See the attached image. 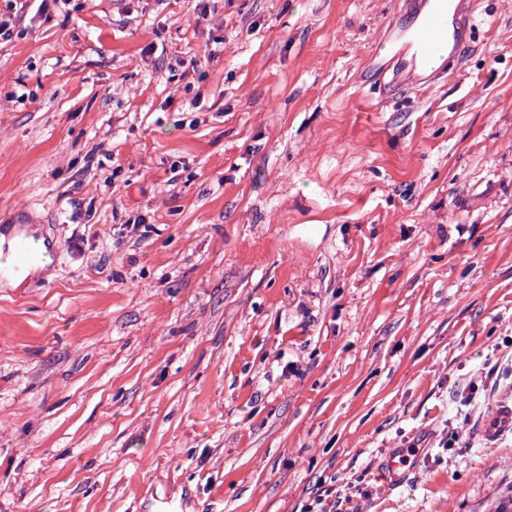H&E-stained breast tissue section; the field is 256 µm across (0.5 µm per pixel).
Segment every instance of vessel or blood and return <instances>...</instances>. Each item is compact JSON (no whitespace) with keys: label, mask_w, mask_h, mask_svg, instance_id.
Masks as SVG:
<instances>
[{"label":"vessel or blood","mask_w":512,"mask_h":512,"mask_svg":"<svg viewBox=\"0 0 512 512\" xmlns=\"http://www.w3.org/2000/svg\"><path fill=\"white\" fill-rule=\"evenodd\" d=\"M468 0H404L409 13L407 23L398 25L396 42L379 49L388 65L379 77V85L387 94H395L406 86L423 87L440 80L450 57L460 55L463 38L469 29ZM37 251L23 237L10 236L7 225H0V271L21 273L35 258ZM512 430V404L501 405L481 426L485 440L495 441ZM407 452L395 449L385 459L389 478L403 482L413 463Z\"/></svg>","instance_id":"vessel-or-blood-1"}]
</instances>
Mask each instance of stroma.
Here are the masks:
<instances>
[{
	"label": "stroma",
	"mask_w": 512,
	"mask_h": 512,
	"mask_svg": "<svg viewBox=\"0 0 512 512\" xmlns=\"http://www.w3.org/2000/svg\"><path fill=\"white\" fill-rule=\"evenodd\" d=\"M207 6L0 0V219L54 252L0 280V512H494L512 0L391 96L402 0ZM512 430V404H503L487 417L481 426L485 440L493 442L506 431ZM406 456V450L394 449L387 454L385 459V467L388 477L397 484L403 482L405 476L410 472L414 465V461H412L411 457H408V459L404 461Z\"/></svg>",
	"instance_id": "1"
}]
</instances>
